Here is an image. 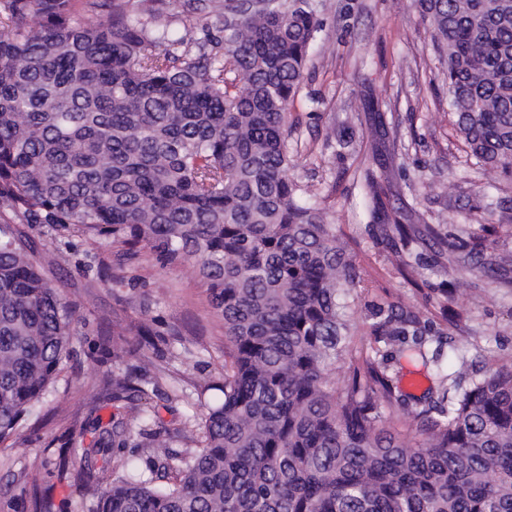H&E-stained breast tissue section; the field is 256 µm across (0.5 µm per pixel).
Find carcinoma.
Returning a JSON list of instances; mask_svg holds the SVG:
<instances>
[{
    "mask_svg": "<svg viewBox=\"0 0 512 512\" xmlns=\"http://www.w3.org/2000/svg\"><path fill=\"white\" fill-rule=\"evenodd\" d=\"M179 0H0V444L70 356L72 312L17 225L76 230L168 265L191 261L224 323L220 395L198 394L203 446L118 419L81 449L95 512H512V365L462 354L409 407L388 362L461 333L479 273L512 289V250L402 224L366 168L370 223L439 299L354 319L363 267L292 174L288 114L321 22L309 0L242 12L198 42ZM448 54V104L475 164L512 177V4L418 0ZM374 342L354 341L362 327Z\"/></svg>",
    "mask_w": 512,
    "mask_h": 512,
    "instance_id": "cac0c4a2",
    "label": "carcinoma"
}]
</instances>
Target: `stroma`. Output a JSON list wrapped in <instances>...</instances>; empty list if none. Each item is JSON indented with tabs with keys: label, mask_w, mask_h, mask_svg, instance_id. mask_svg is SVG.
Here are the masks:
<instances>
[{
	"label": "stroma",
	"mask_w": 512,
	"mask_h": 512,
	"mask_svg": "<svg viewBox=\"0 0 512 512\" xmlns=\"http://www.w3.org/2000/svg\"><path fill=\"white\" fill-rule=\"evenodd\" d=\"M322 30L314 42L302 87L288 117V148L300 180L321 195L338 237L364 268L368 289L354 309L368 317L373 303L420 302L415 288L392 266L382 232L369 231L360 173L370 155L393 165L402 153L405 176L390 174L387 192L404 224H445L452 231H495L512 249V181L473 165L448 109V58L422 18L418 0H311ZM495 187L493 198L482 190ZM39 250L55 261L45 276L73 314V352L54 389L36 404L28 428L0 445V512H33L32 487L52 485L54 512H93L96 498L76 478L41 474L47 458L79 459L94 426L115 419L133 428L144 407L173 431L176 448H195V391L217 381L224 367V324L208 304L206 283L193 266L171 268L154 252H126L109 241L43 230ZM462 291L467 326L456 353L483 365L512 362V293L479 276ZM149 326L155 346L147 361L112 355L124 334L136 348L138 326ZM391 371L403 393L424 397L437 387L433 364L401 357ZM131 373L155 382L148 402L132 393L112 396V378Z\"/></svg>",
	"instance_id": "1"
}]
</instances>
